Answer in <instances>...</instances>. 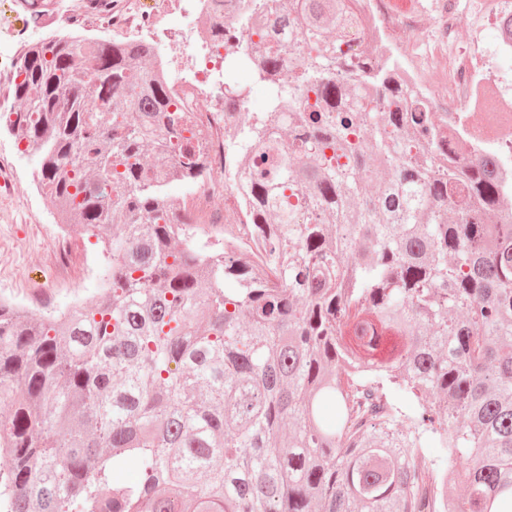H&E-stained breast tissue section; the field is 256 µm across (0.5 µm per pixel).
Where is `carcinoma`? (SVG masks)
I'll list each match as a JSON object with an SVG mask.
<instances>
[{
  "label": "carcinoma",
  "mask_w": 512,
  "mask_h": 512,
  "mask_svg": "<svg viewBox=\"0 0 512 512\" xmlns=\"http://www.w3.org/2000/svg\"><path fill=\"white\" fill-rule=\"evenodd\" d=\"M268 2L218 28L269 93L224 84L252 252L170 196L206 162L154 47L25 50L7 131L110 261L96 303L0 300L5 512H512V188L347 57L350 0ZM232 81L248 86L249 93L245 100L246 112L261 113L268 109V93L266 87L256 82L246 69L237 70L228 75Z\"/></svg>",
  "instance_id": "obj_1"
}]
</instances>
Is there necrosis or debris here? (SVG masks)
I'll list each match as a JSON object with an SVG mask.
<instances>
[{"instance_id":"necrosis-or-debris-1","label":"necrosis or debris","mask_w":512,"mask_h":512,"mask_svg":"<svg viewBox=\"0 0 512 512\" xmlns=\"http://www.w3.org/2000/svg\"><path fill=\"white\" fill-rule=\"evenodd\" d=\"M174 1L204 17V24L187 35L158 29L160 15ZM353 8L364 34L351 43L352 61H360L369 47L383 50L393 46L408 52L404 35L419 28L420 15L389 17L382 0H353ZM431 11L437 31L434 46L426 54L414 56L412 67L401 71V80L416 100L442 117L443 132L453 147L470 155L512 153V87L487 60L491 51L512 56V0H434ZM90 12L89 0H0V38L8 44L7 50L0 52V84L18 72L30 34H56ZM214 12V0H135L131 9L110 18L109 23L115 35L129 38L153 31L161 39L188 42L210 60L220 62L224 56L215 48ZM489 27L498 32L490 50L484 43V31ZM171 91L173 100L188 112L202 153L222 160L224 128L231 119L222 104L200 107V98L208 94L206 80L176 81ZM236 198V192L225 186L221 168L216 167L204 178L191 209L203 223L219 225L227 216L226 202Z\"/></svg>"}]
</instances>
